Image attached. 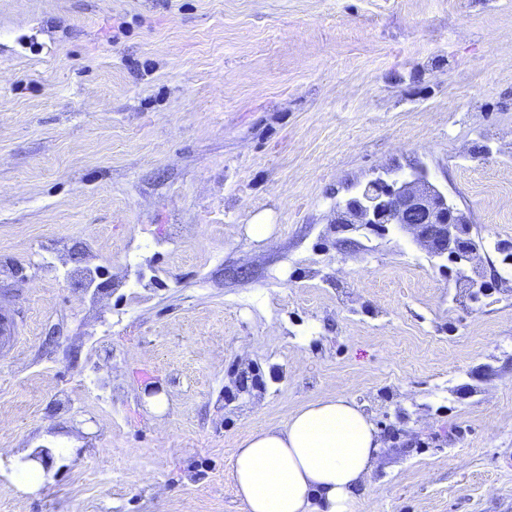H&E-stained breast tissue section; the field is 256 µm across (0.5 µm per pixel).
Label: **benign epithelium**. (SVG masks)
Instances as JSON below:
<instances>
[{"mask_svg":"<svg viewBox=\"0 0 512 512\" xmlns=\"http://www.w3.org/2000/svg\"><path fill=\"white\" fill-rule=\"evenodd\" d=\"M336 223L385 228L394 224L410 231L433 256L452 263L477 259L478 245L472 225L420 170L403 174L392 183L374 180L336 208ZM233 387L248 393L258 385L249 369L233 372Z\"/></svg>","mask_w":512,"mask_h":512,"instance_id":"1","label":"benign epithelium"}]
</instances>
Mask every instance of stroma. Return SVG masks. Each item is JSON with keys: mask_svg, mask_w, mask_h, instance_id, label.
Wrapping results in <instances>:
<instances>
[{"mask_svg": "<svg viewBox=\"0 0 512 512\" xmlns=\"http://www.w3.org/2000/svg\"><path fill=\"white\" fill-rule=\"evenodd\" d=\"M415 167L478 295L336 221ZM506 242L512 0H0V512H244L240 441L336 396L382 442L358 512H512Z\"/></svg>", "mask_w": 512, "mask_h": 512, "instance_id": "stroma-1", "label": "stroma"}]
</instances>
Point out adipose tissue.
Masks as SVG:
<instances>
[{
    "mask_svg": "<svg viewBox=\"0 0 512 512\" xmlns=\"http://www.w3.org/2000/svg\"><path fill=\"white\" fill-rule=\"evenodd\" d=\"M380 440L343 397L299 409L235 449L232 480L244 512H356Z\"/></svg>",
    "mask_w": 512,
    "mask_h": 512,
    "instance_id": "ef3b65f1",
    "label": "adipose tissue"
}]
</instances>
